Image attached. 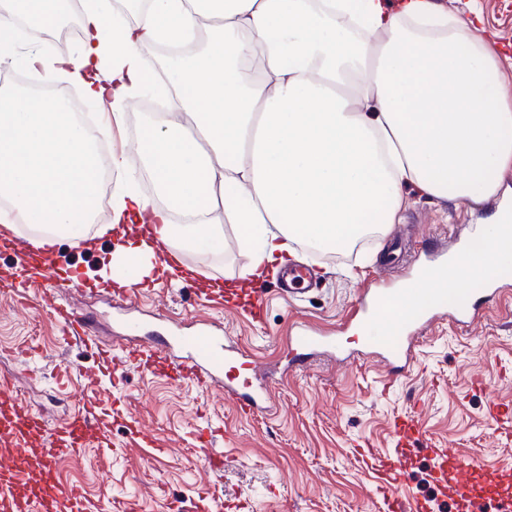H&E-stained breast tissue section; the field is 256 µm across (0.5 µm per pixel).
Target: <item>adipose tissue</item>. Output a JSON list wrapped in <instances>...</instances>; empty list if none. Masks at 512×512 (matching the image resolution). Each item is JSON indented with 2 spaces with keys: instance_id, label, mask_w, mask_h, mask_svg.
I'll return each mask as SVG.
<instances>
[{
  "instance_id": "obj_1",
  "label": "adipose tissue",
  "mask_w": 512,
  "mask_h": 512,
  "mask_svg": "<svg viewBox=\"0 0 512 512\" xmlns=\"http://www.w3.org/2000/svg\"><path fill=\"white\" fill-rule=\"evenodd\" d=\"M66 0H5L0 34L17 18L55 24ZM82 41L52 72L100 105L119 107L145 86L147 44L190 43L200 20L218 33L169 63L172 115H142V192L119 175L112 221L136 224L112 261L155 266L152 240L172 259L213 249L237 225L254 247L246 278L301 241L336 251L393 223L406 188L437 200L495 197L512 170V99L495 83L499 60L467 36L471 19L437 0H148L132 23L111 0H81ZM512 264V214L498 212L479 247L409 285L461 294Z\"/></svg>"
}]
</instances>
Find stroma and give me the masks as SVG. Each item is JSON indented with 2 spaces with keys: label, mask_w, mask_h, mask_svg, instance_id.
I'll use <instances>...</instances> for the list:
<instances>
[{
  "label": "stroma",
  "mask_w": 512,
  "mask_h": 512,
  "mask_svg": "<svg viewBox=\"0 0 512 512\" xmlns=\"http://www.w3.org/2000/svg\"><path fill=\"white\" fill-rule=\"evenodd\" d=\"M440 2L454 14L479 13L471 34L497 52L500 91L512 98V0ZM497 206L494 198L480 205L432 201L408 190L395 223L360 246L339 252L295 246V260L318 274L316 290L294 300L270 293L264 321L255 324L246 311L229 316L196 296L213 283L240 282L250 266L253 253L232 224L224 227L223 247L183 254V264L196 272L191 288L157 278L137 293L103 296L106 282L98 271L117 243L94 235L97 225L112 221V207L104 205L84 238L56 243L58 273L87 285L68 297V305L96 317L104 344L135 341L148 329L223 324L241 351L272 371L276 411L239 415L222 390L202 394L135 362L124 365L122 382L110 384L100 376L97 354L67 343L36 292L11 290L9 252L0 253V379L52 422L74 415L83 389L98 381V439L57 462L61 480L79 485L91 505L109 496L139 512H170L181 501L202 510L216 498L221 512H389L387 501L371 491L377 473L360 451L393 453L399 446L391 433L394 420L416 411L422 430L408 445L407 499L429 502L432 512H458L450 493L432 479V445L449 443L479 456L490 479L512 493V419L491 423L487 410L492 397L512 407V267L500 270L495 284L472 283V299L483 308L478 323L463 326L447 315L426 323L411 349V372L397 380L365 348L352 313L364 289L398 286L426 246L487 223ZM304 324L342 337L344 353L356 354V361L342 364L317 349L302 367L289 368L288 338ZM141 429L163 448L162 456L151 459L133 448ZM202 439L221 466L194 454Z\"/></svg>",
  "instance_id": "obj_1"
}]
</instances>
